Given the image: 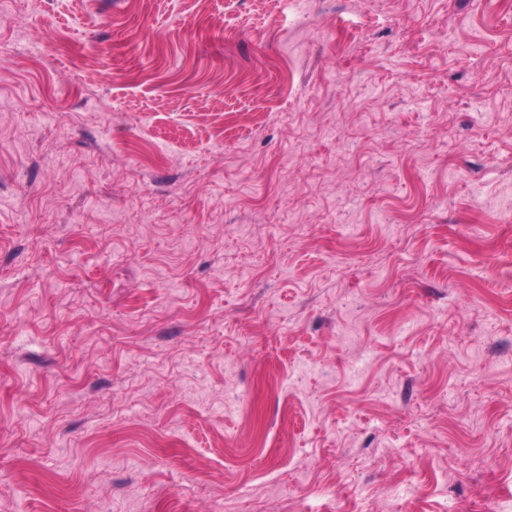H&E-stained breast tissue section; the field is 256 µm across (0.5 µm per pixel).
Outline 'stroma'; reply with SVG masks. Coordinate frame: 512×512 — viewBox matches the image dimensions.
Returning <instances> with one entry per match:
<instances>
[{"mask_svg":"<svg viewBox=\"0 0 512 512\" xmlns=\"http://www.w3.org/2000/svg\"><path fill=\"white\" fill-rule=\"evenodd\" d=\"M0 0V512H512V0Z\"/></svg>","mask_w":512,"mask_h":512,"instance_id":"obj_1","label":"stroma"}]
</instances>
